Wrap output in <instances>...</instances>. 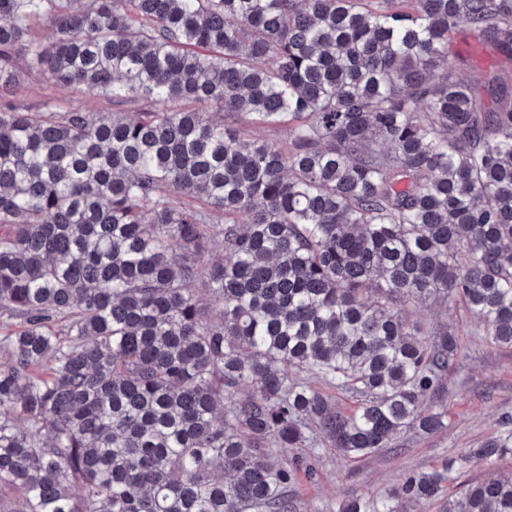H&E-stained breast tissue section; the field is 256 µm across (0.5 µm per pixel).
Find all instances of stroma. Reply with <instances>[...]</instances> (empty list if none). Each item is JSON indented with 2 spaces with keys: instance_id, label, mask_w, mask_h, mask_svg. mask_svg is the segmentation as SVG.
<instances>
[{
  "instance_id": "1",
  "label": "stroma",
  "mask_w": 512,
  "mask_h": 512,
  "mask_svg": "<svg viewBox=\"0 0 512 512\" xmlns=\"http://www.w3.org/2000/svg\"><path fill=\"white\" fill-rule=\"evenodd\" d=\"M451 48L469 56L476 67H493L512 78V63L481 45L468 29L455 33ZM15 98L31 108L47 103L90 112L112 109L98 91L56 86L34 73L24 75ZM416 314L427 326L446 324L460 335L462 350L447 375L446 429L429 436L407 431L398 448L358 459L321 449L314 479L294 490L301 512H336L352 495L382 496L407 473L441 465L512 429V348L488 343L478 323L459 307L428 304L418 307Z\"/></svg>"
}]
</instances>
